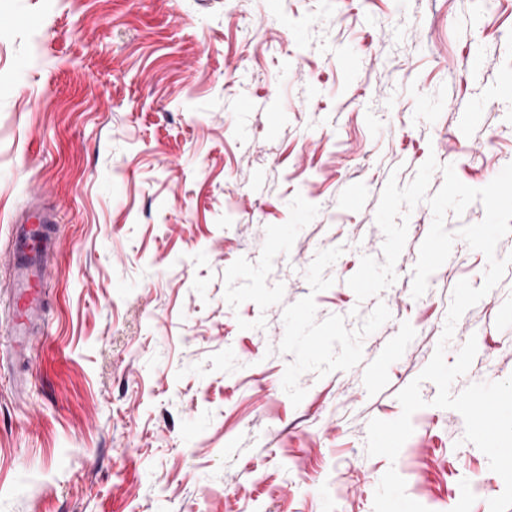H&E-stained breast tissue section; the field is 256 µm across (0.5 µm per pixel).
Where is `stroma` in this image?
<instances>
[{
	"label": "stroma",
	"instance_id": "obj_1",
	"mask_svg": "<svg viewBox=\"0 0 512 512\" xmlns=\"http://www.w3.org/2000/svg\"><path fill=\"white\" fill-rule=\"evenodd\" d=\"M431 156L432 194L512 163V0H0V286L32 195L62 241L21 391L0 297V512H373L391 467L430 512H489L504 482L432 382L397 459L366 452L488 267L456 236L412 297L423 201L396 281L348 286ZM507 308L512 264L455 326L452 394L512 376Z\"/></svg>",
	"mask_w": 512,
	"mask_h": 512
}]
</instances>
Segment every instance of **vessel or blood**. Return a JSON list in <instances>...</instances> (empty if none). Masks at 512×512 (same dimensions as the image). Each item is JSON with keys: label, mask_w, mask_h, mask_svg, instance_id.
Here are the masks:
<instances>
[{"label": "vessel or blood", "mask_w": 512, "mask_h": 512, "mask_svg": "<svg viewBox=\"0 0 512 512\" xmlns=\"http://www.w3.org/2000/svg\"><path fill=\"white\" fill-rule=\"evenodd\" d=\"M57 215L32 202L11 221L13 277L9 293V343L24 356L41 325L48 259L57 250Z\"/></svg>", "instance_id": "obj_1"}]
</instances>
